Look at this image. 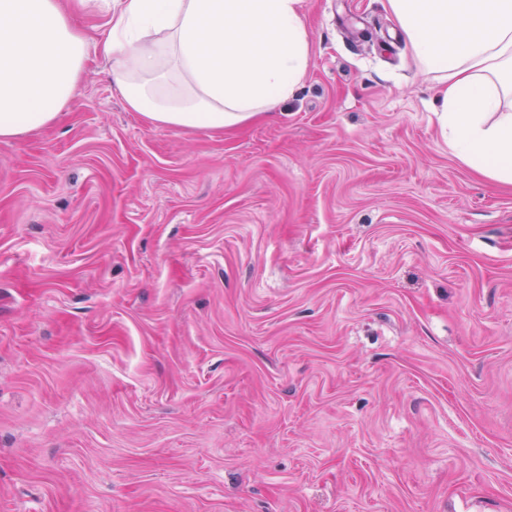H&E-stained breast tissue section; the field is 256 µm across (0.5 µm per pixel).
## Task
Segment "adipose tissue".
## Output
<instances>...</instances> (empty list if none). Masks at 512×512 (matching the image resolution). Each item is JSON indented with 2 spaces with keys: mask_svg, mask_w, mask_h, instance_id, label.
Instances as JSON below:
<instances>
[{
  "mask_svg": "<svg viewBox=\"0 0 512 512\" xmlns=\"http://www.w3.org/2000/svg\"><path fill=\"white\" fill-rule=\"evenodd\" d=\"M98 48L130 111L221 131L293 97L309 64L302 0H116ZM417 66L443 84L439 121L465 167L512 186V0H385ZM89 41L61 0H0V139L55 121Z\"/></svg>",
  "mask_w": 512,
  "mask_h": 512,
  "instance_id": "1",
  "label": "adipose tissue"
}]
</instances>
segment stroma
I'll use <instances>...</instances> for the list:
<instances>
[{
    "instance_id": "stroma-1",
    "label": "stroma",
    "mask_w": 512,
    "mask_h": 512,
    "mask_svg": "<svg viewBox=\"0 0 512 512\" xmlns=\"http://www.w3.org/2000/svg\"><path fill=\"white\" fill-rule=\"evenodd\" d=\"M304 9L272 115L150 125L93 54L0 140V512H512V187L385 0Z\"/></svg>"
}]
</instances>
